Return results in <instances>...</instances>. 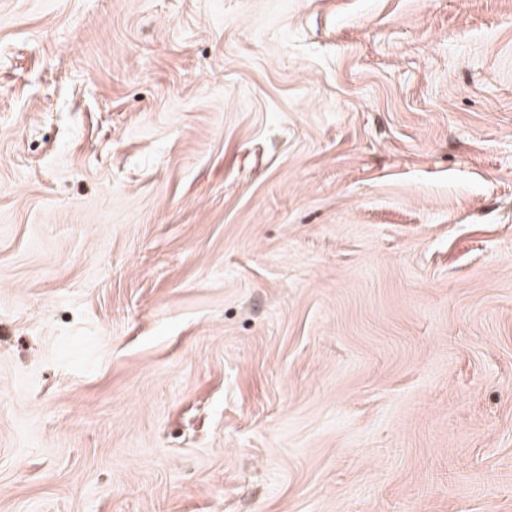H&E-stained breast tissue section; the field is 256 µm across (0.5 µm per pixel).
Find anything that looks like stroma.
Segmentation results:
<instances>
[{
    "mask_svg": "<svg viewBox=\"0 0 512 512\" xmlns=\"http://www.w3.org/2000/svg\"><path fill=\"white\" fill-rule=\"evenodd\" d=\"M0 512H512V0H0Z\"/></svg>",
    "mask_w": 512,
    "mask_h": 512,
    "instance_id": "35a3bbf8",
    "label": "stroma"
}]
</instances>
